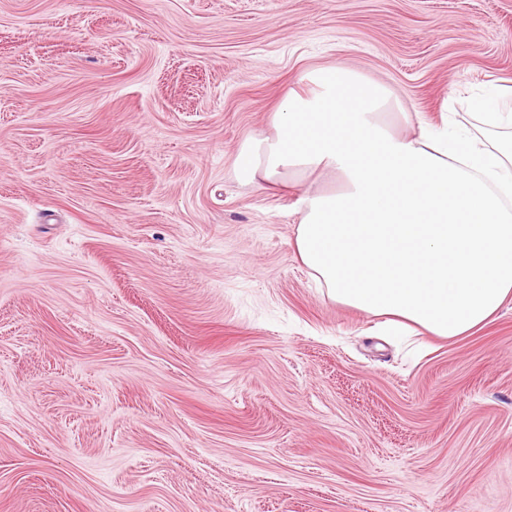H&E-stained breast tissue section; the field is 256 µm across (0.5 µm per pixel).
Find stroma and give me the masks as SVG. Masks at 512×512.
Wrapping results in <instances>:
<instances>
[{
  "mask_svg": "<svg viewBox=\"0 0 512 512\" xmlns=\"http://www.w3.org/2000/svg\"><path fill=\"white\" fill-rule=\"evenodd\" d=\"M335 65L469 127L512 0H0V512H512V303L375 336L233 170Z\"/></svg>",
  "mask_w": 512,
  "mask_h": 512,
  "instance_id": "stroma-1",
  "label": "stroma"
}]
</instances>
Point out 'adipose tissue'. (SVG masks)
Segmentation results:
<instances>
[{
	"label": "adipose tissue",
	"mask_w": 512,
	"mask_h": 512,
	"mask_svg": "<svg viewBox=\"0 0 512 512\" xmlns=\"http://www.w3.org/2000/svg\"><path fill=\"white\" fill-rule=\"evenodd\" d=\"M272 130L237 154V174L278 184L329 172L340 191H307L294 247L337 303L379 317L384 335L412 327L462 339L512 299V91L479 98L459 135L399 124L387 87L341 67L306 72Z\"/></svg>",
	"instance_id": "ef3b65f1"
}]
</instances>
